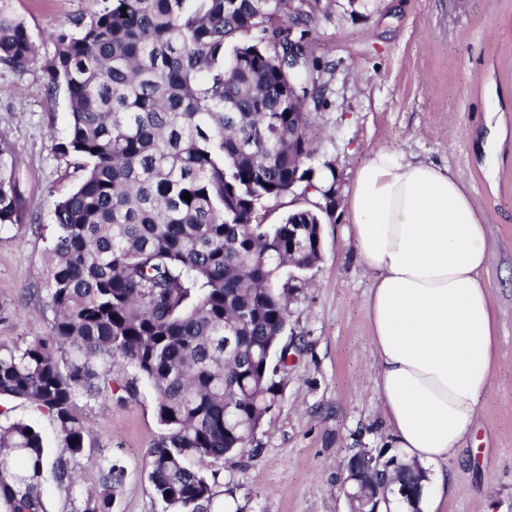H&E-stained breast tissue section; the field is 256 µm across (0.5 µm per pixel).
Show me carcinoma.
<instances>
[{
  "instance_id": "obj_1",
  "label": "carcinoma",
  "mask_w": 512,
  "mask_h": 512,
  "mask_svg": "<svg viewBox=\"0 0 512 512\" xmlns=\"http://www.w3.org/2000/svg\"><path fill=\"white\" fill-rule=\"evenodd\" d=\"M292 0H104L52 35L48 96L67 94L69 130L53 146L74 160L78 185L54 204L45 278L49 331L0 342V399L47 415L63 447L40 431L0 423V512H47L45 474L76 481L89 429L84 407L154 390L163 433L148 479L169 512H207L227 457L252 458L265 418L284 395L290 344L284 269H314L318 225L336 184L320 186L310 109L326 103V64L314 55L315 11L294 22L308 44L288 79ZM126 12H121V9ZM36 53L25 23L0 10V64L22 71ZM14 148L0 138V226L25 220ZM311 177H306V174ZM190 193L191 199L182 198ZM312 200L276 224L266 205ZM136 371L112 377V360ZM358 450L367 496L420 507L428 476L414 462ZM126 477L105 459L70 512H112Z\"/></svg>"
}]
</instances>
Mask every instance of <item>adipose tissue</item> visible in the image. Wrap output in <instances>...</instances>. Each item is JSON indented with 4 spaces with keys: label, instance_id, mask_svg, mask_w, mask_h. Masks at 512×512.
Segmentation results:
<instances>
[{
    "label": "adipose tissue",
    "instance_id": "obj_1",
    "mask_svg": "<svg viewBox=\"0 0 512 512\" xmlns=\"http://www.w3.org/2000/svg\"><path fill=\"white\" fill-rule=\"evenodd\" d=\"M349 231L377 286L367 302L374 382L392 445L436 465L473 428L492 380L497 322L483 273L484 220L448 168L379 148L345 195Z\"/></svg>",
    "mask_w": 512,
    "mask_h": 512
}]
</instances>
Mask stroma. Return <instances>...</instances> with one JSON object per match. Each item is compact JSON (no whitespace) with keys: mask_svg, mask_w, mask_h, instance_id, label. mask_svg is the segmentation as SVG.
<instances>
[{"mask_svg":"<svg viewBox=\"0 0 512 512\" xmlns=\"http://www.w3.org/2000/svg\"><path fill=\"white\" fill-rule=\"evenodd\" d=\"M100 0H0L21 19L37 54L24 70L0 64V137L19 154L16 176L28 223L0 227V342L21 343L49 330L36 295L54 235L55 202L78 180L53 151L69 123L65 94L48 97L43 65L52 34ZM315 53L328 61L327 104L311 113L318 160L336 166L347 191L368 153L394 149L448 166L483 215L493 259L497 344L492 383L461 448L444 468L452 486L423 512H512V0H321ZM39 224L31 233L29 223ZM375 286L358 259L347 214L337 207L322 227L321 260L288 302V356L280 406L260 428L259 455L218 465L212 507L233 512H349L340 491L354 449L389 447L372 377L366 300ZM90 431L73 491L45 483L49 512H65L98 477L105 458L121 461L125 482L113 512H164L147 479L148 453L162 429L149 385L123 405L85 409Z\"/></svg>","mask_w":512,"mask_h":512,"instance_id":"35a3bbf8","label":"stroma"}]
</instances>
